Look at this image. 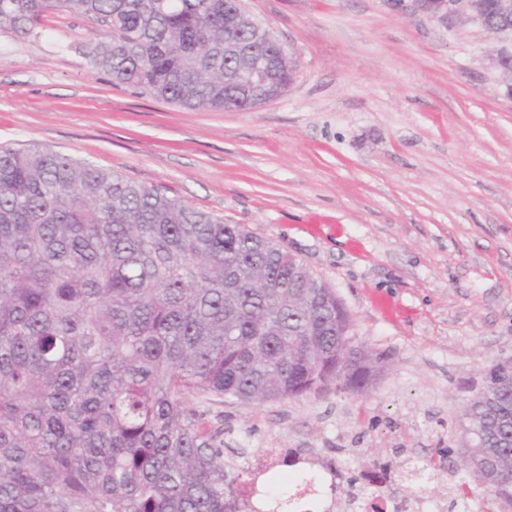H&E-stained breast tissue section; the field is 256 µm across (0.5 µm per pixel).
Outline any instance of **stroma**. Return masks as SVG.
Wrapping results in <instances>:
<instances>
[{"mask_svg":"<svg viewBox=\"0 0 512 512\" xmlns=\"http://www.w3.org/2000/svg\"><path fill=\"white\" fill-rule=\"evenodd\" d=\"M295 61L280 98L188 110L92 67L98 29L58 12L0 32V143L153 184L298 256L384 358L362 392L189 403L242 480L268 449L360 475L459 448L468 387L512 357V94L495 40L391 0H245Z\"/></svg>","mask_w":512,"mask_h":512,"instance_id":"stroma-1","label":"stroma"}]
</instances>
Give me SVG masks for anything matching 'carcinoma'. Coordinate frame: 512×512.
Instances as JSON below:
<instances>
[{
	"label": "carcinoma",
	"mask_w": 512,
	"mask_h": 512,
	"mask_svg": "<svg viewBox=\"0 0 512 512\" xmlns=\"http://www.w3.org/2000/svg\"><path fill=\"white\" fill-rule=\"evenodd\" d=\"M233 0H0V32L25 40L55 12L98 22L91 64L115 84L190 110L247 111L259 94L224 26ZM245 38L276 49L264 26ZM288 252L137 183L37 145L0 146V512H291L257 490L186 395L244 406L364 391L380 357L355 343L332 288ZM457 460L469 494L512 512V363L462 400Z\"/></svg>",
	"instance_id": "carcinoma-1"
}]
</instances>
